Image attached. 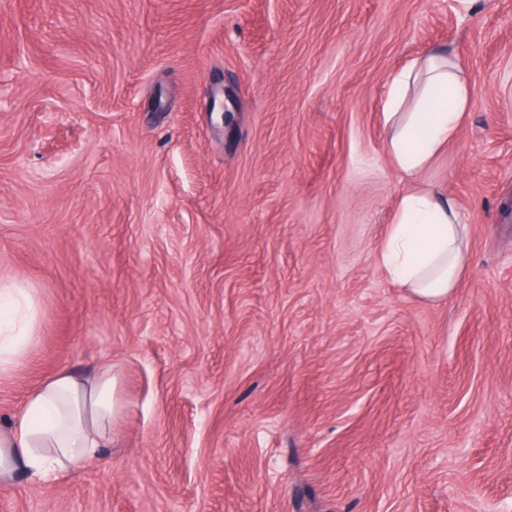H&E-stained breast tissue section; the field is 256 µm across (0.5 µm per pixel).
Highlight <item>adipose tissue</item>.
Wrapping results in <instances>:
<instances>
[{"mask_svg":"<svg viewBox=\"0 0 512 512\" xmlns=\"http://www.w3.org/2000/svg\"><path fill=\"white\" fill-rule=\"evenodd\" d=\"M470 105V89L456 63L432 50L390 79L384 114L387 148L408 175L426 168L457 137ZM396 285L433 302L447 301L467 267L464 228L454 202L426 190L402 194L379 251ZM38 307L31 289L0 288V374L36 340ZM111 365L80 376L61 368L31 390L22 412L0 424V483L23 473L60 480L78 466L102 459L125 412Z\"/></svg>","mask_w":512,"mask_h":512,"instance_id":"ef3b65f1","label":"adipose tissue"}]
</instances>
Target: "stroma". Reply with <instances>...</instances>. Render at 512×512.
Listing matches in <instances>:
<instances>
[{
	"instance_id": "35a3bbf8",
	"label": "stroma",
	"mask_w": 512,
	"mask_h": 512,
	"mask_svg": "<svg viewBox=\"0 0 512 512\" xmlns=\"http://www.w3.org/2000/svg\"><path fill=\"white\" fill-rule=\"evenodd\" d=\"M431 48L472 102L409 181L382 112ZM412 188L467 226L442 303L378 264ZM0 282L41 307L0 419L63 365L127 405L0 512H512V0H0Z\"/></svg>"
}]
</instances>
